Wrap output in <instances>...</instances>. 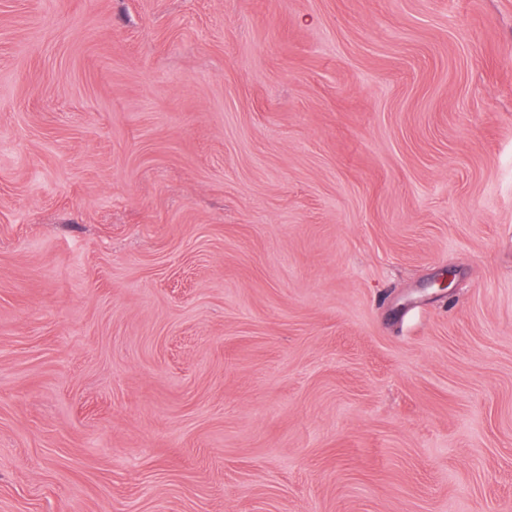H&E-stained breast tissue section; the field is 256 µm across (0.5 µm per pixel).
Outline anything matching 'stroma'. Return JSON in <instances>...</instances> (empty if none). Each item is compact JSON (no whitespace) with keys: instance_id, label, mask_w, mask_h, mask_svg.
<instances>
[{"instance_id":"35a3bbf8","label":"stroma","mask_w":512,"mask_h":512,"mask_svg":"<svg viewBox=\"0 0 512 512\" xmlns=\"http://www.w3.org/2000/svg\"><path fill=\"white\" fill-rule=\"evenodd\" d=\"M0 512H512V0H0Z\"/></svg>"}]
</instances>
